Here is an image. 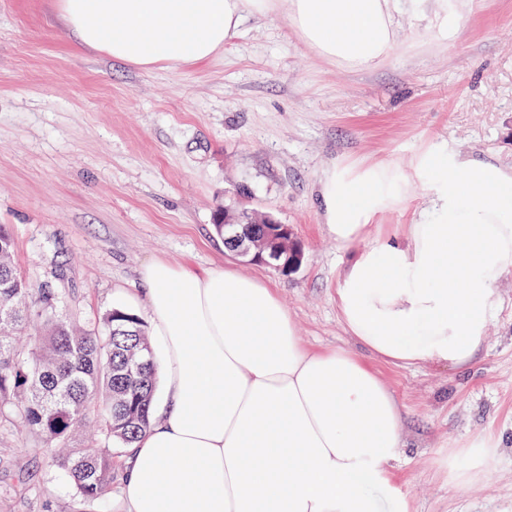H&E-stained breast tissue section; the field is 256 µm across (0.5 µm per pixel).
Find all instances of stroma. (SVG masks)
<instances>
[{"mask_svg": "<svg viewBox=\"0 0 512 512\" xmlns=\"http://www.w3.org/2000/svg\"><path fill=\"white\" fill-rule=\"evenodd\" d=\"M461 32L436 28L435 0L395 17L391 54L368 69L320 57L279 0L211 59L143 70L84 46L58 0H0V225L34 285L50 284L89 326L123 307L149 322L142 268L163 260L203 274L224 266L275 286L313 350L362 355L336 309L346 256L323 222L319 181L337 167L409 169L433 147L512 168V0H448ZM289 225L296 272L247 262L212 222L224 207ZM430 207L420 184L374 216L376 237ZM474 364L381 372L404 416V450L377 495L413 512H512V276ZM489 441L467 487L448 451ZM42 443L0 418V512H89Z\"/></svg>", "mask_w": 512, "mask_h": 512, "instance_id": "obj_1", "label": "stroma"}]
</instances>
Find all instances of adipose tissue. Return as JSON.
<instances>
[{"label": "adipose tissue", "instance_id": "1", "mask_svg": "<svg viewBox=\"0 0 512 512\" xmlns=\"http://www.w3.org/2000/svg\"><path fill=\"white\" fill-rule=\"evenodd\" d=\"M401 0H288L287 20L321 57L355 69L393 50ZM85 46L141 69L200 63L277 0H60ZM418 181L432 206L418 223L352 245L389 183ZM326 230L352 257L336 307L371 355L312 351L275 288L232 269L200 275L156 261L143 270L163 349L162 423L133 442L124 512H411L374 489L403 447V412L373 365L461 369L483 347L512 275V169L427 152L408 171H331Z\"/></svg>", "mask_w": 512, "mask_h": 512}]
</instances>
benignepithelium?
<instances>
[{"mask_svg":"<svg viewBox=\"0 0 512 512\" xmlns=\"http://www.w3.org/2000/svg\"><path fill=\"white\" fill-rule=\"evenodd\" d=\"M217 223L224 225V241L233 244L235 251L249 258V261L273 265L283 274L287 275L299 269L302 262L301 250L292 248V243L286 239V234L280 230L281 224L271 217H263L262 223L268 225L270 237H256L240 231L244 225L243 213H232L224 209L217 215ZM287 255L282 265H275L273 261L281 255Z\"/></svg>","mask_w":512,"mask_h":512,"instance_id":"benign-epithelium-1","label":"benign epithelium"}]
</instances>
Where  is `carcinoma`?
Segmentation results:
<instances>
[{"label": "carcinoma", "mask_w": 512, "mask_h": 512, "mask_svg": "<svg viewBox=\"0 0 512 512\" xmlns=\"http://www.w3.org/2000/svg\"><path fill=\"white\" fill-rule=\"evenodd\" d=\"M14 238L0 225V416L20 421L43 443L48 462L96 506L112 488V448L69 442L93 421L126 448L154 421L157 364L139 318L122 308L85 329L56 315L55 289H35L12 263Z\"/></svg>", "instance_id": "carcinoma-1"}]
</instances>
